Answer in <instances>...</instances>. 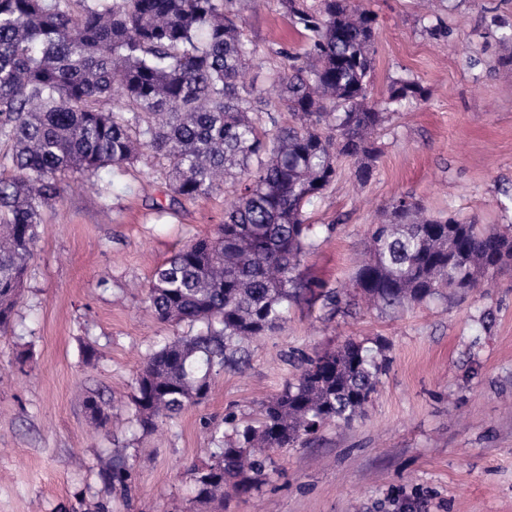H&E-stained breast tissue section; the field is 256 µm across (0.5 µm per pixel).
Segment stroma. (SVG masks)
Masks as SVG:
<instances>
[{
  "label": "stroma",
  "mask_w": 512,
  "mask_h": 512,
  "mask_svg": "<svg viewBox=\"0 0 512 512\" xmlns=\"http://www.w3.org/2000/svg\"><path fill=\"white\" fill-rule=\"evenodd\" d=\"M378 17L371 102L391 81L420 83L424 100L391 107L377 135L373 178L354 164L307 209L318 233L299 272L354 295L356 258L393 198L429 213L512 225V0H444L448 36L428 32L419 0H355ZM267 83L273 49L303 38L277 0L246 14ZM228 192L173 195L152 157L95 181L66 174L40 211L39 239L0 335V512H512V269L465 299L394 309L356 305L329 315L293 306L280 329L217 376L205 402L145 433L132 414L144 356L186 323L157 321L146 286L156 268L224 217ZM381 342L387 368L373 403L304 447L276 448L273 471L247 497L195 498L189 471L210 461L224 416L252 417L299 372V357L346 337ZM110 419L95 425L84 401Z\"/></svg>",
  "instance_id": "35a3bbf8"
}]
</instances>
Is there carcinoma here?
<instances>
[{
  "label": "carcinoma",
  "instance_id": "1",
  "mask_svg": "<svg viewBox=\"0 0 512 512\" xmlns=\"http://www.w3.org/2000/svg\"><path fill=\"white\" fill-rule=\"evenodd\" d=\"M263 0H0V141L13 174L0 176V334L38 238L40 208L68 171H122L143 152L168 163L174 194L194 200L223 187L231 199L210 235L156 269L148 301L164 323L199 324L146 355L132 398L144 432L204 402L245 344L275 330L292 304L336 292L300 277L315 246L306 209L337 176L340 156L368 182L387 110L425 98L392 80L385 105L369 103L376 16L353 0H278L302 29L301 52L280 48L279 94L245 81L256 49L244 13ZM359 264L357 288L381 307L467 295L512 263V229L488 232L435 217L410 196L392 200ZM384 361L354 338L302 360L299 375L261 404L192 473L196 498L245 495L267 476L271 448L302 446L328 423L365 414Z\"/></svg>",
  "mask_w": 512,
  "mask_h": 512
}]
</instances>
